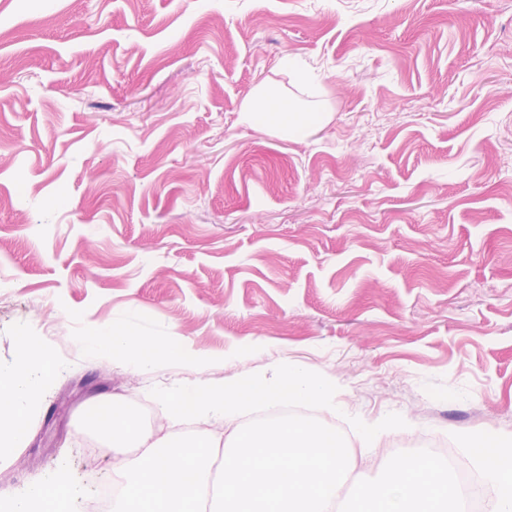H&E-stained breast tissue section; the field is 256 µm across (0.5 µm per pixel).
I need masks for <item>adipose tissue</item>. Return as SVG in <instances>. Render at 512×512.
<instances>
[{"label":"adipose tissue","mask_w":512,"mask_h":512,"mask_svg":"<svg viewBox=\"0 0 512 512\" xmlns=\"http://www.w3.org/2000/svg\"><path fill=\"white\" fill-rule=\"evenodd\" d=\"M243 112L249 124L291 139L307 136L323 121L321 113L299 110L288 96L264 88L249 97ZM81 345L92 353H108L114 364L142 371L154 369L161 359L171 355L201 368L212 361L211 356L195 350L182 337L161 339L117 322L97 327L91 335L82 337ZM34 388L27 372L10 375L7 389L0 391V438L16 442L22 439L24 409ZM485 443L503 463H512V437L491 435ZM502 465L485 469L486 480L496 488L490 512H512V474H505ZM453 496L443 466L428 457L403 460L383 480L355 485L353 512H448Z\"/></svg>","instance_id":"obj_1"}]
</instances>
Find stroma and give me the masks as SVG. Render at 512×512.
<instances>
[{
	"label": "stroma",
	"mask_w": 512,
	"mask_h": 512,
	"mask_svg": "<svg viewBox=\"0 0 512 512\" xmlns=\"http://www.w3.org/2000/svg\"><path fill=\"white\" fill-rule=\"evenodd\" d=\"M292 67H283V60ZM325 115L241 118L259 84ZM112 321L213 355L113 365ZM32 343L0 512H82L119 459L79 420L198 377L333 382L356 482L512 435V0H0V372ZM407 418L368 448L358 423Z\"/></svg>",
	"instance_id": "35a3bbf8"
}]
</instances>
